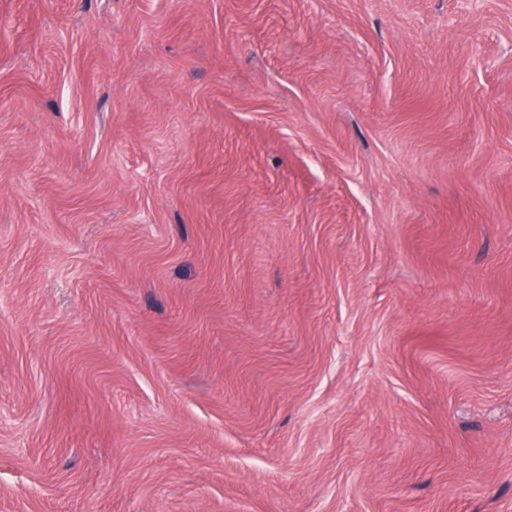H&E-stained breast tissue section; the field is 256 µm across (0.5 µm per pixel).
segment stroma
<instances>
[{"label":"stroma","mask_w":512,"mask_h":512,"mask_svg":"<svg viewBox=\"0 0 512 512\" xmlns=\"http://www.w3.org/2000/svg\"><path fill=\"white\" fill-rule=\"evenodd\" d=\"M0 512H512V0H0Z\"/></svg>","instance_id":"stroma-1"}]
</instances>
